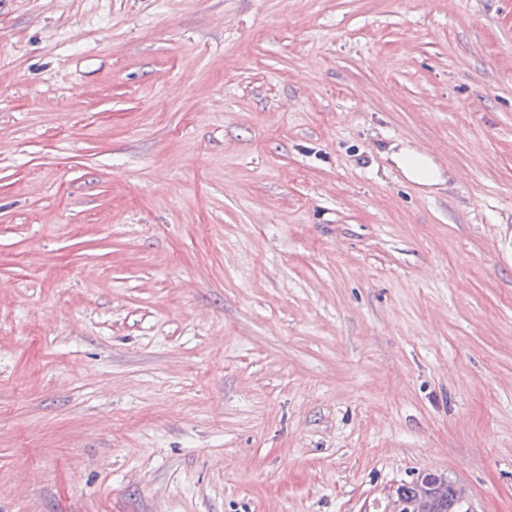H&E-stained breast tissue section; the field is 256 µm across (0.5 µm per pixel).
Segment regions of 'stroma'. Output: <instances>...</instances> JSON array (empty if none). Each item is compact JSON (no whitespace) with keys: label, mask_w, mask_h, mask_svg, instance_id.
I'll use <instances>...</instances> for the list:
<instances>
[{"label":"stroma","mask_w":512,"mask_h":512,"mask_svg":"<svg viewBox=\"0 0 512 512\" xmlns=\"http://www.w3.org/2000/svg\"><path fill=\"white\" fill-rule=\"evenodd\" d=\"M425 472L512 512V0H0V512Z\"/></svg>","instance_id":"1"}]
</instances>
